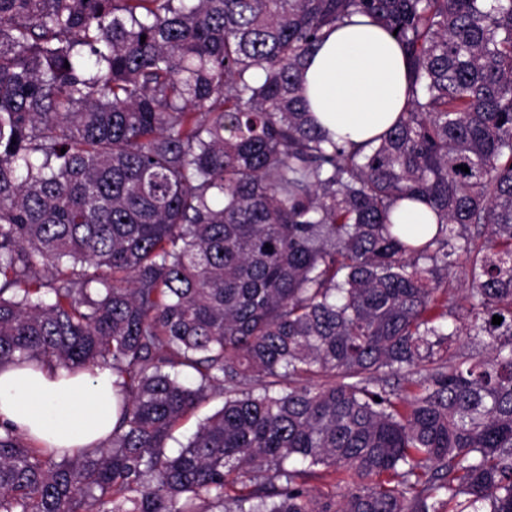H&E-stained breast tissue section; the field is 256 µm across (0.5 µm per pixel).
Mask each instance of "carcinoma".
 Listing matches in <instances>:
<instances>
[{"label": "carcinoma", "mask_w": 512, "mask_h": 512, "mask_svg": "<svg viewBox=\"0 0 512 512\" xmlns=\"http://www.w3.org/2000/svg\"><path fill=\"white\" fill-rule=\"evenodd\" d=\"M356 16L410 79L347 148L303 73ZM33 360L111 368L117 421L71 459L1 422L0 512H512V0H0V365ZM397 213H399V224H409L415 230L422 224L433 223L431 211L422 203L404 201L400 204ZM222 403V397L218 394L213 395L206 403L200 406L191 416L184 420L172 434V438L167 441V452L176 453L180 447L187 443L188 439L196 431L198 423L206 416L210 415Z\"/></svg>", "instance_id": "cac0c4a2"}]
</instances>
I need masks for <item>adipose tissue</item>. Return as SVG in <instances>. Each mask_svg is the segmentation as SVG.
I'll return each mask as SVG.
<instances>
[{
    "label": "adipose tissue",
    "instance_id": "obj_1",
    "mask_svg": "<svg viewBox=\"0 0 512 512\" xmlns=\"http://www.w3.org/2000/svg\"><path fill=\"white\" fill-rule=\"evenodd\" d=\"M310 110L333 139L362 145L386 132L408 90L397 41L381 28L344 24L308 58ZM111 369L67 370L44 362L0 366V420L38 447L76 456L102 445L115 422Z\"/></svg>",
    "mask_w": 512,
    "mask_h": 512
}]
</instances>
